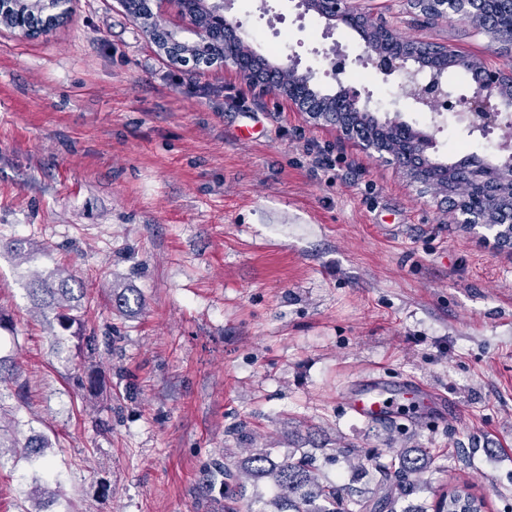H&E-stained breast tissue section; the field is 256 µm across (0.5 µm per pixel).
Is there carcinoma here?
Returning <instances> with one entry per match:
<instances>
[{"mask_svg": "<svg viewBox=\"0 0 512 512\" xmlns=\"http://www.w3.org/2000/svg\"><path fill=\"white\" fill-rule=\"evenodd\" d=\"M73 283L72 277L58 269L45 276L34 275L26 291L34 309L53 315L63 330H73L81 345L93 353L97 350L96 337L86 335L84 328V291L73 287ZM111 301L120 313L144 306L141 297L132 299L126 290L118 288L112 291ZM20 373L18 361L0 357L1 385L17 381ZM19 446L26 448L28 457L39 458L43 449L50 447V440L31 435L21 445L10 426L0 420V448ZM245 452L233 469L223 462L213 464L214 473L222 477L224 498L228 501L225 512H403L399 503L420 488L432 463L423 448H398L384 459L376 457L369 470L373 489L355 496L324 479L306 450L296 448L282 461L265 448H247ZM263 478L269 481L271 495L264 507L256 508L254 503L245 501L244 486L248 480ZM463 506L467 512H484L485 501L464 488H454L439 495L434 512H458Z\"/></svg>", "mask_w": 512, "mask_h": 512, "instance_id": "1", "label": "carcinoma"}]
</instances>
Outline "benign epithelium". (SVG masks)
Returning <instances> with one entry per match:
<instances>
[{"label": "benign epithelium", "mask_w": 512, "mask_h": 512, "mask_svg": "<svg viewBox=\"0 0 512 512\" xmlns=\"http://www.w3.org/2000/svg\"><path fill=\"white\" fill-rule=\"evenodd\" d=\"M75 0H0V26L21 39L52 33L69 20ZM428 16L452 21L485 19L483 30L494 40L512 43V2L504 0H415ZM147 9L132 15L153 40L159 53L179 62L188 53L208 48L224 66L231 67L252 92L272 93L288 100L308 123H329L343 139L355 142L365 153L393 164L411 181L426 188L440 182L453 186L466 179L470 195L453 203V223L474 231L495 225V245L503 246L505 229L512 227V149L504 146L500 162L477 164L461 159L448 163L432 159L431 133L404 121L400 112L383 120L371 119L369 95L338 83L334 93H324L315 72L299 69V60H270L257 54L241 34L240 23L228 16L232 0H146ZM305 12L323 19L327 28L339 25L355 31L363 45L358 61L385 75L404 76L402 97L421 111L436 115L449 110L470 130L480 131L501 113L512 110V70L489 69L465 59L442 45L406 42L388 22L368 16L353 0H299ZM450 68L464 70L472 90L459 93L448 87Z\"/></svg>", "instance_id": "obj_1"}]
</instances>
